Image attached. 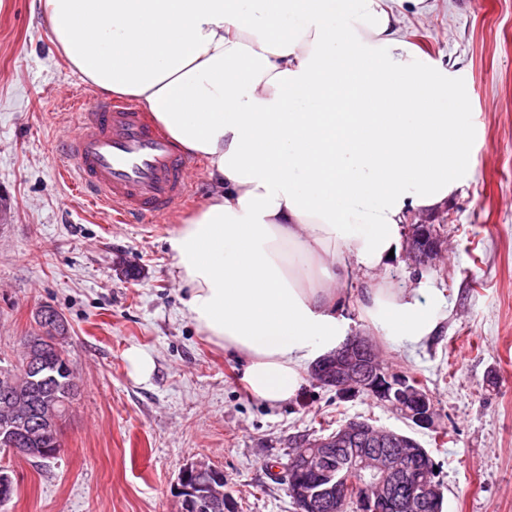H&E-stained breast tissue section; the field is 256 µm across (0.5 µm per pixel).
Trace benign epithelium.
Listing matches in <instances>:
<instances>
[{"instance_id": "7a95c632", "label": "benign epithelium", "mask_w": 512, "mask_h": 512, "mask_svg": "<svg viewBox=\"0 0 512 512\" xmlns=\"http://www.w3.org/2000/svg\"><path fill=\"white\" fill-rule=\"evenodd\" d=\"M408 257L416 267L432 266L441 253V239L434 224H414L409 236ZM39 335L27 345L25 363L27 387L8 392L4 404L10 413L0 417V441L23 458L52 459L58 448H25L23 442L32 432L55 430L60 421L51 415L32 420L26 414L34 390L52 379L51 373L66 372L67 365H49L46 351L61 350L68 337L66 319L55 309L42 307L37 316ZM368 337L356 334L339 348L319 358L311 373L316 382L330 387L342 397L367 391L389 405L414 427L432 429L436 409L429 392L404 374L382 369L370 349ZM359 441L365 448L353 477L347 481L326 466L329 448H344ZM302 447L308 456L296 458L300 466L318 465V480L299 506L315 512L333 498L351 497L359 512H378L382 505L401 507L407 501L417 512H436L443 500L440 481L435 479L434 465L427 451L415 447L410 436L389 428H375L364 420L352 419L327 438H307ZM178 512H223L224 473L205 465L185 468L179 478Z\"/></svg>"}]
</instances>
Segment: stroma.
<instances>
[{
	"label": "stroma",
	"mask_w": 512,
	"mask_h": 512,
	"mask_svg": "<svg viewBox=\"0 0 512 512\" xmlns=\"http://www.w3.org/2000/svg\"><path fill=\"white\" fill-rule=\"evenodd\" d=\"M430 3L402 24L466 105L470 173L426 218L440 227L436 265L414 270L402 253L383 272L443 290L437 331L413 351L373 343L387 371L423 381L434 431L310 378L280 405L252 398L238 357L190 320L167 248L174 225L205 202L206 176L166 224H115L75 195L58 177V95L88 102L96 92L56 51L39 0H0V359L15 360L38 308L53 307L69 324L80 386L58 457L0 448L16 488L0 512H177L180 474L200 463L223 470L234 512H296L283 480L290 455L356 417L428 450L443 512H512V0ZM133 346L153 355L148 381L128 374Z\"/></svg>",
	"instance_id": "stroma-1"
}]
</instances>
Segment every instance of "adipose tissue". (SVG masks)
Returning a JSON list of instances; mask_svg holds the SVG:
<instances>
[{
  "label": "adipose tissue",
  "instance_id": "adipose-tissue-1",
  "mask_svg": "<svg viewBox=\"0 0 512 512\" xmlns=\"http://www.w3.org/2000/svg\"><path fill=\"white\" fill-rule=\"evenodd\" d=\"M52 40L99 91L134 99L207 158L212 191L167 239L198 332L245 359L275 406L348 325L341 280L366 273L368 328L413 348L441 290L376 279L411 215L469 172L447 71L400 28L426 0H41Z\"/></svg>",
  "mask_w": 512,
  "mask_h": 512
}]
</instances>
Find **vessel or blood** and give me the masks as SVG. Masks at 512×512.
<instances>
[{"instance_id": "1", "label": "vessel or blood", "mask_w": 512, "mask_h": 512, "mask_svg": "<svg viewBox=\"0 0 512 512\" xmlns=\"http://www.w3.org/2000/svg\"><path fill=\"white\" fill-rule=\"evenodd\" d=\"M80 117L60 138L61 172L73 191L108 210L113 223H162L187 202L200 161L185 154L133 103L73 101Z\"/></svg>"}]
</instances>
